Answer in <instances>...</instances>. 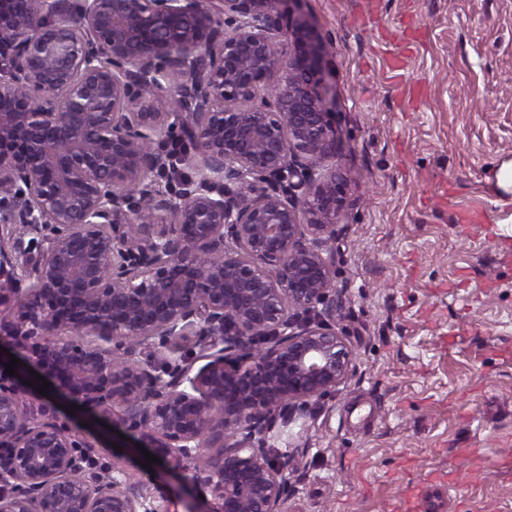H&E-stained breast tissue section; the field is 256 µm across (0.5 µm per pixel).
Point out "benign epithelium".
Returning a JSON list of instances; mask_svg holds the SVG:
<instances>
[{
  "label": "benign epithelium",
  "instance_id": "benign-epithelium-1",
  "mask_svg": "<svg viewBox=\"0 0 512 512\" xmlns=\"http://www.w3.org/2000/svg\"><path fill=\"white\" fill-rule=\"evenodd\" d=\"M283 2L0 0V337L211 512H283L275 431L354 359L330 52ZM87 448L0 378V512H158Z\"/></svg>",
  "mask_w": 512,
  "mask_h": 512
}]
</instances>
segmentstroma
Instances as JSON below:
<instances>
[{
    "mask_svg": "<svg viewBox=\"0 0 512 512\" xmlns=\"http://www.w3.org/2000/svg\"><path fill=\"white\" fill-rule=\"evenodd\" d=\"M357 0H300L297 16L330 43L326 86L341 116L336 169L349 178L331 245L343 291L337 330L356 352L347 380L311 401L274 440L289 457L284 512H404L433 474L455 482L461 512H512V0H381L379 24L415 19L414 55L390 81V45ZM490 221L461 231L456 213ZM27 391L120 460L159 512L204 502L138 449L115 450L112 422Z\"/></svg>",
    "mask_w": 512,
    "mask_h": 512,
    "instance_id": "1",
    "label": "stroma"
}]
</instances>
